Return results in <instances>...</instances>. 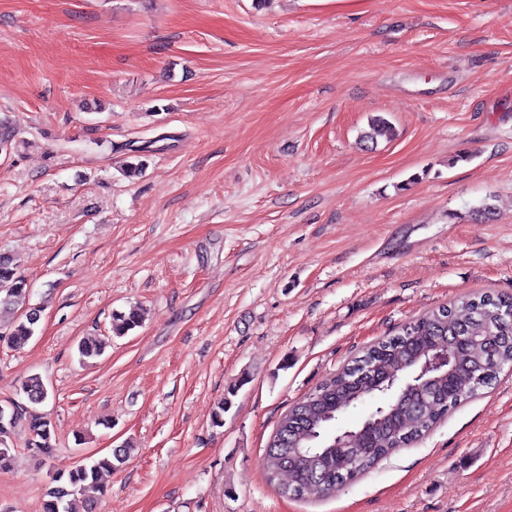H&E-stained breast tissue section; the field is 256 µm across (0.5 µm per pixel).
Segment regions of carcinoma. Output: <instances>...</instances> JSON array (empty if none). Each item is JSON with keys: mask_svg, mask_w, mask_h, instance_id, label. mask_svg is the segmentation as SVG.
Here are the masks:
<instances>
[{"mask_svg": "<svg viewBox=\"0 0 512 512\" xmlns=\"http://www.w3.org/2000/svg\"><path fill=\"white\" fill-rule=\"evenodd\" d=\"M389 121L371 119V141L389 134ZM29 283L17 260L0 254V315L20 306L17 320L0 324V341L20 348L35 336L42 308L29 304ZM135 309L112 315L111 335L121 338L140 325ZM443 346L454 369L447 377L430 371L411 380L417 360ZM104 340L79 343L81 360L103 355ZM506 365H512V298L483 292L462 296L410 322L392 337L375 342L293 404L279 421L264 457L267 481L285 496L328 494L366 474L378 462L418 440L464 401L490 386ZM19 394L24 402L0 406V470L10 468L18 432L25 448L53 456V426L39 410L49 391L40 374L26 376ZM368 400L375 407L358 425L344 448H332L329 427L349 408ZM129 444L88 463L60 467L42 501V512H94L104 494L101 475L123 461ZM288 482L279 483L282 475Z\"/></svg>", "mask_w": 512, "mask_h": 512, "instance_id": "cac0c4a2", "label": "carcinoma"}]
</instances>
